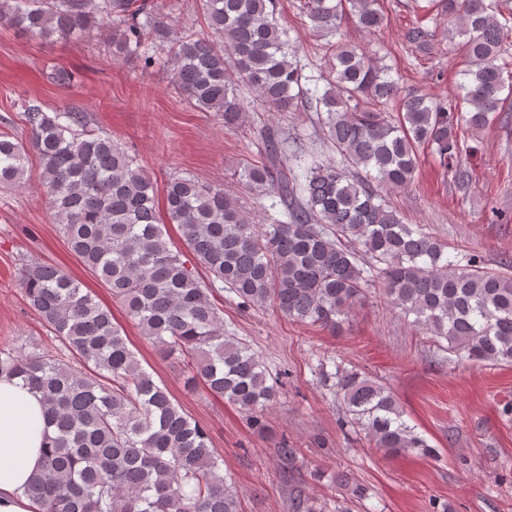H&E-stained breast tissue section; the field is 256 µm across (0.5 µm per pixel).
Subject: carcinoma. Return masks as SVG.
<instances>
[{"label":"carcinoma","instance_id":"1","mask_svg":"<svg viewBox=\"0 0 512 512\" xmlns=\"http://www.w3.org/2000/svg\"><path fill=\"white\" fill-rule=\"evenodd\" d=\"M407 40L430 48L425 21L449 25L463 38L467 68L448 103L403 89L392 68L344 40L343 16L375 33L388 23L380 0H300L325 40L324 76L308 74L277 19L278 0H201L207 32H178L149 0H0V24L32 37L77 36L95 25L112 33V54L148 68L151 51L166 49L169 83L192 105L213 112L228 130L249 112L245 85L272 112L312 101L326 113L325 136L354 176L308 155L300 171L279 158L276 138L262 136L265 160L243 177L282 206L284 219L258 224L230 192L179 173L169 178L164 212L138 157L105 131L86 129L83 112H46L26 105V139L0 134V185L26 184L34 153L42 166L55 221L70 249L94 273L164 355L180 362L186 383L203 384L263 428L278 383L246 341L224 328L222 292L245 309L272 307L290 319L334 329L375 282L383 299L444 349L485 365H512V261L490 270L480 257L448 256L435 233L404 224L377 188L409 187L419 148H428L454 182L467 187L458 122L481 131L512 98V79L498 64L512 26L491 0H432ZM399 100L396 117L380 106ZM176 224L195 262L171 249L162 225ZM209 273L201 280L198 267ZM29 306L60 344L0 346V375L21 378L41 395L53 429L28 492L40 512H239L224 459L208 430L175 404L129 348L112 311L61 269L24 264ZM341 426L362 431L391 455H435L404 420L394 393L357 369L337 368Z\"/></svg>","mask_w":512,"mask_h":512}]
</instances>
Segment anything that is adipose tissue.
Segmentation results:
<instances>
[{
	"instance_id": "ef3b65f1",
	"label": "adipose tissue",
	"mask_w": 512,
	"mask_h": 512,
	"mask_svg": "<svg viewBox=\"0 0 512 512\" xmlns=\"http://www.w3.org/2000/svg\"><path fill=\"white\" fill-rule=\"evenodd\" d=\"M48 432L44 405L16 377L0 376V512H39L27 486Z\"/></svg>"
}]
</instances>
